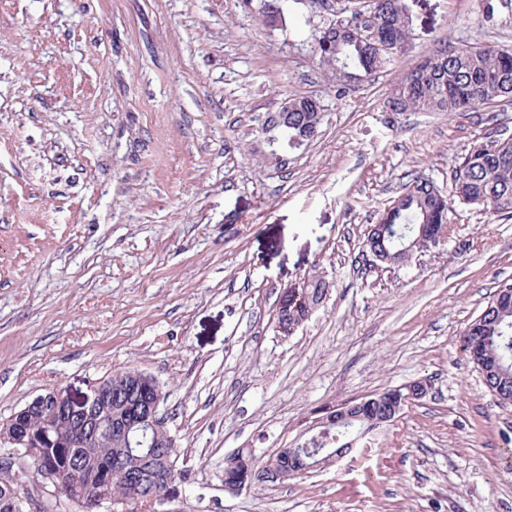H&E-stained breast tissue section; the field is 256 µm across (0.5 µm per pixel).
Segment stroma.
Masks as SVG:
<instances>
[{
	"label": "stroma",
	"mask_w": 512,
	"mask_h": 512,
	"mask_svg": "<svg viewBox=\"0 0 512 512\" xmlns=\"http://www.w3.org/2000/svg\"><path fill=\"white\" fill-rule=\"evenodd\" d=\"M405 0L409 52L337 95L314 34L346 0H0V423L57 388L154 375L186 480L178 512H512V407L461 332L512 283V219L470 206L401 267L364 249L403 184L451 189L456 156L512 102L390 112L440 41L512 48V0ZM318 99V137L257 116ZM330 285L294 334L283 289ZM425 398L302 479L224 490V458L288 447L324 409L414 380Z\"/></svg>",
	"instance_id": "stroma-1"
}]
</instances>
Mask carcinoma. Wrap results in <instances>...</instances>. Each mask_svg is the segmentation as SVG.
<instances>
[{
  "instance_id": "1",
  "label": "carcinoma",
  "mask_w": 512,
  "mask_h": 512,
  "mask_svg": "<svg viewBox=\"0 0 512 512\" xmlns=\"http://www.w3.org/2000/svg\"><path fill=\"white\" fill-rule=\"evenodd\" d=\"M260 22L270 28L287 20L282 0H261ZM412 20L404 0H362L359 7H345L314 37L312 55L317 65L344 92L356 83L370 80L411 46ZM512 99V49L494 45H472V51L456 55L449 50L436 52L403 73L396 81L386 106L392 112H468L488 108ZM323 106L309 97H288V112L279 126L262 130L279 131L289 139L321 127ZM452 195L445 196L432 180L415 176L404 184L388 203L383 216L389 220V231L371 225L366 248L373 251L386 247L395 250L394 227L409 224L413 236L427 224L448 223V213L458 204L480 208L495 215L512 214V135L496 131L476 143L452 166ZM328 284L320 278L307 277L295 288L297 294L279 300L276 311L287 316L288 323L303 317L308 302H320ZM475 333L482 359L489 367L491 384L512 394V301L489 302ZM144 445L168 440V446L154 447V455L139 449L127 453L123 444L112 447L110 482L112 492L120 496L136 512L147 501L161 477L167 475L160 458L164 455L178 461L175 439L166 426L137 435ZM73 462L69 448H44L40 464L63 473ZM266 459L258 458L248 448L224 458V471L241 474L259 468Z\"/></svg>"
}]
</instances>
